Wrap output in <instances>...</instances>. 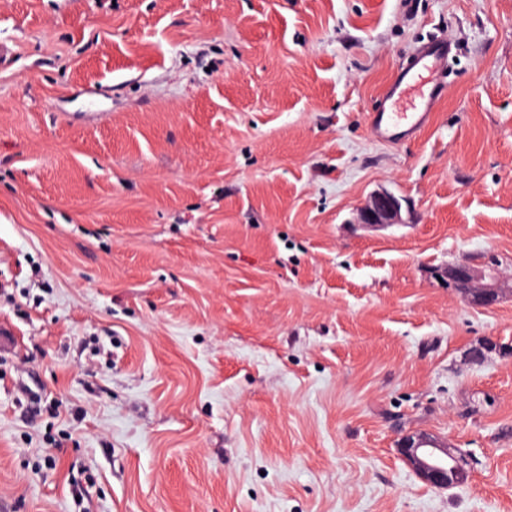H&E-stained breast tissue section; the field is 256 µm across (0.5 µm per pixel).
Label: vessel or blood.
Segmentation results:
<instances>
[{
  "instance_id": "1",
  "label": "vessel or blood",
  "mask_w": 512,
  "mask_h": 512,
  "mask_svg": "<svg viewBox=\"0 0 512 512\" xmlns=\"http://www.w3.org/2000/svg\"><path fill=\"white\" fill-rule=\"evenodd\" d=\"M451 51L447 39L437 38L401 58L380 104L367 116L375 139L397 145L425 130L444 94L443 73Z\"/></svg>"
}]
</instances>
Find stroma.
Listing matches in <instances>:
<instances>
[{
	"label": "stroma",
	"mask_w": 512,
	"mask_h": 512,
	"mask_svg": "<svg viewBox=\"0 0 512 512\" xmlns=\"http://www.w3.org/2000/svg\"><path fill=\"white\" fill-rule=\"evenodd\" d=\"M1 42L0 512H512V0H0ZM451 51L446 38H437L401 58L380 104L368 112L369 130L375 139L397 145L425 130L444 94L443 73ZM402 204L388 190L372 193L359 207L357 224L365 228L378 229L403 223ZM445 274L456 291L472 304L488 306L499 298L500 282L492 266L485 262L480 265H448ZM398 450L418 476L431 485L447 488L464 484L470 476L467 460L455 448L426 434H407Z\"/></svg>",
	"instance_id": "obj_1"
}]
</instances>
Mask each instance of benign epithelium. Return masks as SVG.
<instances>
[{
  "label": "benign epithelium",
  "instance_id": "benign-epithelium-1",
  "mask_svg": "<svg viewBox=\"0 0 512 512\" xmlns=\"http://www.w3.org/2000/svg\"><path fill=\"white\" fill-rule=\"evenodd\" d=\"M357 223L378 229L404 223L402 204L387 190L372 193L359 207ZM448 282L468 302L491 305L499 298L500 282L492 266L454 264L445 270ZM398 450L418 476L437 487L447 488L465 483L470 476L467 460L455 448L426 434H407L398 442Z\"/></svg>",
  "mask_w": 512,
  "mask_h": 512
}]
</instances>
